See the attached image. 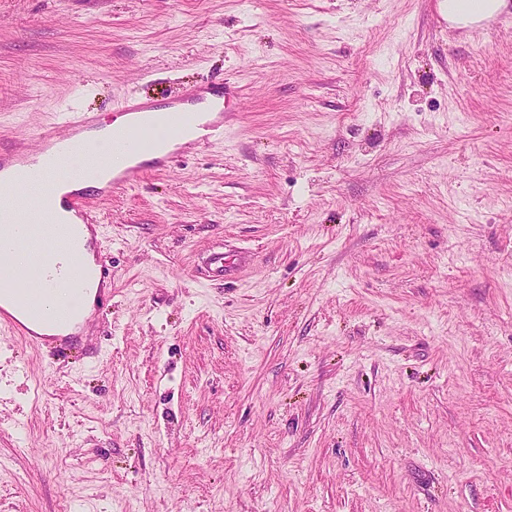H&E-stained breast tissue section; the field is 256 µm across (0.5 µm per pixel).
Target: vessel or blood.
I'll use <instances>...</instances> for the list:
<instances>
[{
  "mask_svg": "<svg viewBox=\"0 0 512 512\" xmlns=\"http://www.w3.org/2000/svg\"><path fill=\"white\" fill-rule=\"evenodd\" d=\"M237 91V86L216 77L170 97L163 112L149 99L121 103L119 110L130 121L114 130L113 136L127 146L129 163L112 170L105 184L93 192L68 194V208L77 217L86 218L91 200H106L112 192L140 182L147 174L169 170L184 150L177 142L183 132H190L198 147L223 139L229 121L224 102ZM62 123L65 133L46 130L39 134L37 150L21 142L0 147V224L10 229L6 243L44 265L39 288L28 292L0 289V325L30 346L65 350L81 346L83 338L76 333L60 334L50 309L56 290L62 286L82 289L94 279H111L112 271L102 262L96 270L84 268L78 254L77 229L57 224L36 205L44 191L65 180V169L72 160H80L91 170L100 164L82 138L83 132L96 127V117L84 112L63 118ZM250 260L247 254L230 258L214 251L206 259V270L215 276L233 274Z\"/></svg>",
  "mask_w": 512,
  "mask_h": 512,
  "instance_id": "1",
  "label": "vessel or blood"
}]
</instances>
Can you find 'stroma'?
I'll list each match as a JSON object with an SVG mask.
<instances>
[{
	"label": "stroma",
	"instance_id": "1",
	"mask_svg": "<svg viewBox=\"0 0 512 512\" xmlns=\"http://www.w3.org/2000/svg\"><path fill=\"white\" fill-rule=\"evenodd\" d=\"M214 76L223 141L90 210L85 348L0 330V512H512V8L0 0V143ZM442 12L452 27L479 24L497 15L507 0H444ZM251 255H236L234 259L224 256L223 251H213L206 259V270L209 274L215 276H224L225 274H234L247 265L251 260Z\"/></svg>",
	"mask_w": 512,
	"mask_h": 512
}]
</instances>
